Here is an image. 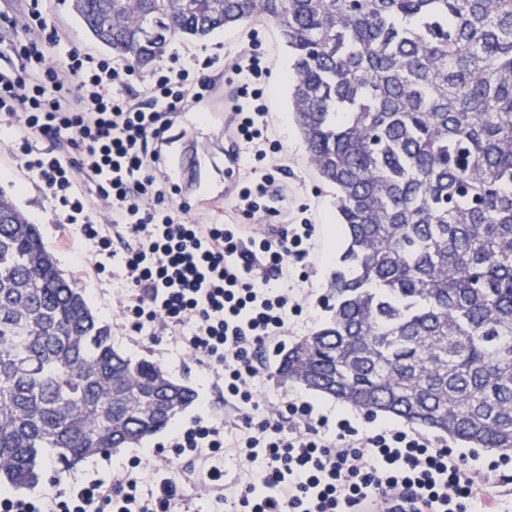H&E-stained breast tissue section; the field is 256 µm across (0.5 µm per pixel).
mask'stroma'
I'll use <instances>...</instances> for the list:
<instances>
[{
    "mask_svg": "<svg viewBox=\"0 0 512 512\" xmlns=\"http://www.w3.org/2000/svg\"><path fill=\"white\" fill-rule=\"evenodd\" d=\"M40 7L49 22L59 30L66 48L93 55H107V48L88 34L74 13L72 0H41ZM253 39L258 40L260 52L270 60L271 71L266 79L269 94L268 137L280 142L282 150L268 155L267 162L276 168L274 188L286 195L289 212L285 215L271 212L251 217L236 211L232 202L228 201L224 204L222 218L196 210L188 211L187 216L201 224H212L218 220L226 224H272L282 231L289 228L288 217L305 216L315 224L317 240L325 243L328 249L339 251L336 193L318 177L310 165L301 135L289 118L290 103L286 85L289 54L276 29L257 21L248 26L218 31L203 41L182 39L174 42L173 47L187 59L218 55L227 60ZM13 143L11 130L0 131V185L9 187L17 206L26 212L32 222L38 224L45 242L54 251L60 269L82 288L93 312L102 323L110 326L114 346L131 357H146L157 362L169 376L186 383L196 393L195 401L172 420L169 427L145 440V447L155 448L168 443L173 429L190 425L202 413L225 417L223 385L215 384L213 379L207 377L204 366L183 349L174 333L165 332L156 336L146 330L137 333L120 318L118 305L127 296L125 273L120 260H105L103 268L99 269L95 266L92 244L80 245L76 250L65 246V231L55 221V214L60 210L59 203L30 176L20 151L14 148ZM79 253L84 255V263H76L75 256ZM333 268V262L313 257L308 258L304 266L298 267L292 286L297 290L302 312L291 317L278 345L265 346L258 353L264 369V376L258 384L261 403L277 404L288 394V387L282 385L275 376L279 350L293 340L311 334L328 318L324 297ZM137 454V449L122 448L106 456H96L80 463L61 479L56 478L51 460H44V475L38 490L52 493L66 488L68 483L75 480L110 481L113 472L127 465Z\"/></svg>",
    "mask_w": 512,
    "mask_h": 512,
    "instance_id": "stroma-1",
    "label": "stroma"
}]
</instances>
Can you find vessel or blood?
I'll return each mask as SVG.
<instances>
[{
	"mask_svg": "<svg viewBox=\"0 0 512 512\" xmlns=\"http://www.w3.org/2000/svg\"><path fill=\"white\" fill-rule=\"evenodd\" d=\"M223 85L184 112L162 136L169 173L181 199L197 209L220 208L236 188L235 116L228 112Z\"/></svg>",
	"mask_w": 512,
	"mask_h": 512,
	"instance_id": "1",
	"label": "vessel or blood"
}]
</instances>
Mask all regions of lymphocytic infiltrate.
I'll return each instance as SVG.
<instances>
[{
  "label": "lymphocytic infiltrate",
  "mask_w": 512,
  "mask_h": 512,
  "mask_svg": "<svg viewBox=\"0 0 512 512\" xmlns=\"http://www.w3.org/2000/svg\"><path fill=\"white\" fill-rule=\"evenodd\" d=\"M32 6L13 38L0 44V116L20 131L29 173L58 201L57 223L70 239L120 257L131 295L121 313L132 328L150 324L178 340L224 385L242 415L236 431L211 417L170 437L177 455L196 465L206 512H500L506 492L485 478L478 452L463 455L424 435L381 424L364 429L345 413L329 417L297 397L261 404L257 350L280 336L300 305L289 282L295 264L315 253L310 219L271 241L246 224H197L170 200L160 132L210 87L216 56L184 60L170 52L151 81L136 89L132 67L66 51ZM238 156L246 175L232 201L253 215L266 210L272 180L262 162L278 152L268 138L261 86L269 72L256 50L233 64ZM105 203L99 223L91 200ZM335 427V439L325 428ZM233 452L246 469L227 479L220 461ZM262 462L261 470L251 465ZM184 471L148 468L141 459L111 482L72 483L67 491L0 499V512H173L184 496Z\"/></svg>",
  "instance_id": "lymphocytic-infiltrate-1"
}]
</instances>
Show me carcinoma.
Here are the masks:
<instances>
[{
  "mask_svg": "<svg viewBox=\"0 0 512 512\" xmlns=\"http://www.w3.org/2000/svg\"><path fill=\"white\" fill-rule=\"evenodd\" d=\"M130 66L254 21L336 190L327 321L279 381L468 448L512 449V0H73ZM195 399L111 330L0 188V485L135 447Z\"/></svg>",
  "mask_w": 512,
  "mask_h": 512,
  "instance_id": "1",
  "label": "carcinoma"
}]
</instances>
